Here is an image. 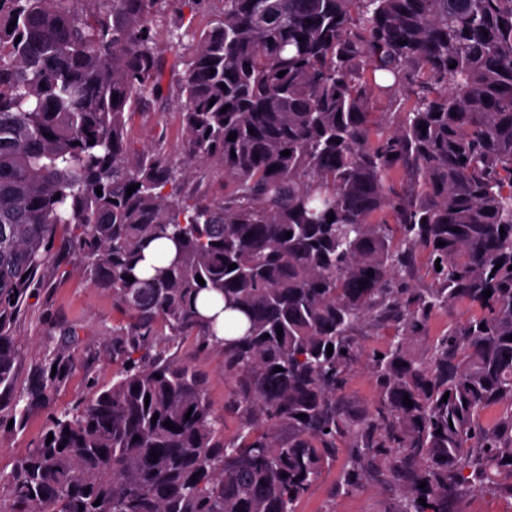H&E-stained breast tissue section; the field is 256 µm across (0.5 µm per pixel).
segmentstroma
<instances>
[{
    "label": "stroma",
    "mask_w": 512,
    "mask_h": 512,
    "mask_svg": "<svg viewBox=\"0 0 512 512\" xmlns=\"http://www.w3.org/2000/svg\"><path fill=\"white\" fill-rule=\"evenodd\" d=\"M218 5V0H206L195 12L186 13L187 30L183 33L174 30L165 19L154 25V40L166 58L162 87L168 99L131 116L127 131L132 148L160 141L172 158H181L184 137L177 92L185 75L183 61L192 51L193 31L206 28ZM126 322L111 291L94 287L73 255L63 253L50 262L17 325V334L24 342L23 355L16 366L17 386L25 388L34 369L43 365L47 355L58 351L68 353L77 368L61 379L50 400L28 407L24 428L0 431L1 474H10L27 454L51 414L75 407L93 387L111 385L112 376L120 367L112 356V336ZM197 342L194 336L176 341L170 354L205 376L210 403L224 417V434L234 436L238 420L225 409L232 383L224 377V351L216 346L202 351ZM377 397L365 362H358L345 388L348 410L354 414L366 412ZM341 474V463L323 468L298 512H392L401 498V486L391 483L384 469L371 471L352 491L341 488Z\"/></svg>",
    "instance_id": "35a3bbf8"
}]
</instances>
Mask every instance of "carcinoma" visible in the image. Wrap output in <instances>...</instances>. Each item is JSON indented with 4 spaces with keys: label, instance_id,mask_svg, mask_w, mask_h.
<instances>
[{
    "label": "carcinoma",
    "instance_id": "1",
    "mask_svg": "<svg viewBox=\"0 0 512 512\" xmlns=\"http://www.w3.org/2000/svg\"><path fill=\"white\" fill-rule=\"evenodd\" d=\"M172 2L0 0V429L49 399L42 374L17 391L14 368L55 246L131 317L112 386L0 475L11 512H297L342 445L345 489L378 459L404 484L394 512L512 497V0H221L185 62L178 161L126 129L159 90L152 27ZM203 170L224 175L223 199L186 189ZM163 239L173 257L143 272ZM203 293L246 317L242 336H216ZM459 302L473 313L429 335ZM159 327L224 348L233 437ZM363 329L391 341L368 363L378 400L354 416Z\"/></svg>",
    "mask_w": 512,
    "mask_h": 512
}]
</instances>
